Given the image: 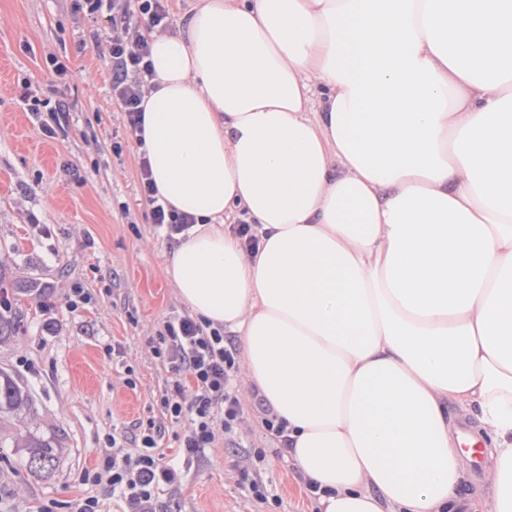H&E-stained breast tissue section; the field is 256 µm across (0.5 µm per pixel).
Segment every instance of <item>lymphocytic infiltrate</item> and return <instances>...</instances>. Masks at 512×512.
Listing matches in <instances>:
<instances>
[{
  "instance_id": "obj_1",
  "label": "lymphocytic infiltrate",
  "mask_w": 512,
  "mask_h": 512,
  "mask_svg": "<svg viewBox=\"0 0 512 512\" xmlns=\"http://www.w3.org/2000/svg\"><path fill=\"white\" fill-rule=\"evenodd\" d=\"M78 8L107 22L112 33V98L123 112L129 131L137 132L143 122L142 99L155 80L146 33L168 27V0H80ZM21 99L36 116L44 136L54 138L68 128L65 102L40 99L28 87L23 88ZM139 183L154 224L164 230L168 241L179 242L181 235L195 226V217L159 202L148 161L140 163ZM152 344L155 356L173 375L159 399L162 424L147 421L131 454L121 453V437H111L108 445L112 455L105 458L101 469L84 476L85 481L104 482L120 491V512H159L158 492L180 488L181 472L165 463L157 451L166 426L177 427L174 441L185 457L193 458L214 444V422H221L229 436L235 433L243 415L234 388L239 371L237 350L225 341L223 329L212 327L198 316L176 314L163 321Z\"/></svg>"
}]
</instances>
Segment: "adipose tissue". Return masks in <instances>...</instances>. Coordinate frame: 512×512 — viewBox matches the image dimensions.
I'll use <instances>...</instances> for the list:
<instances>
[{
  "mask_svg": "<svg viewBox=\"0 0 512 512\" xmlns=\"http://www.w3.org/2000/svg\"><path fill=\"white\" fill-rule=\"evenodd\" d=\"M182 20L147 33L137 133L161 203L197 219L166 275L240 336L320 512H455L478 443L471 506L512 512V0ZM239 217L253 251L219 228Z\"/></svg>",
  "mask_w": 512,
  "mask_h": 512,
  "instance_id": "obj_1",
  "label": "adipose tissue"
}]
</instances>
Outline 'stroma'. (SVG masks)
<instances>
[{
	"label": "stroma",
	"instance_id": "stroma-1",
	"mask_svg": "<svg viewBox=\"0 0 512 512\" xmlns=\"http://www.w3.org/2000/svg\"><path fill=\"white\" fill-rule=\"evenodd\" d=\"M76 0H0V288L11 294L9 334L0 339V371L32 399L30 411L0 416V435L54 437V467L21 470L17 448L0 447V512H40L50 502L93 496L113 512L112 489L83 481L103 462L111 435L134 451L139 423L159 418L170 377L151 340L171 312L186 306L165 276L171 247L155 229L139 192L141 153L112 99L107 43H82L104 20L77 11ZM67 59L73 77L57 88L47 58ZM64 100L67 137H45L19 86ZM121 152H113V142ZM50 283L51 315L32 290ZM93 296L67 306L72 288ZM243 418L232 439L183 460L171 437L166 459L183 464L178 492H161L162 512H317L306 482L284 455L283 438L264 427L265 402L245 375L236 378ZM265 459L256 462L254 450ZM252 467L275 507L245 488Z\"/></svg>",
	"mask_w": 512,
	"mask_h": 512
}]
</instances>
